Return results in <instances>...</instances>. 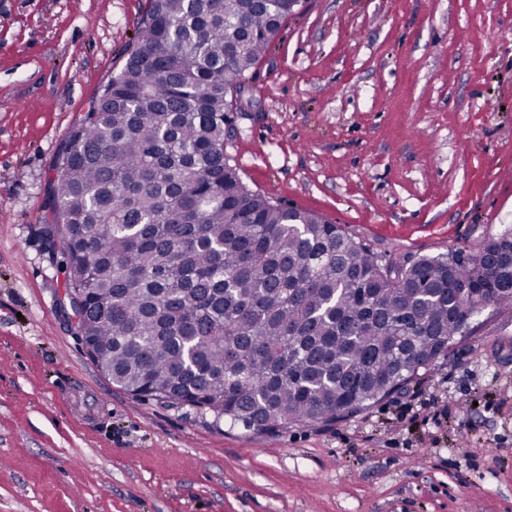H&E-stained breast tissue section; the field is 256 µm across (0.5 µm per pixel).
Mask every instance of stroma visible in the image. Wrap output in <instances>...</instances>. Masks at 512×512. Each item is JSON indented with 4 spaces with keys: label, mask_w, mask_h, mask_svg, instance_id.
Instances as JSON below:
<instances>
[{
    "label": "stroma",
    "mask_w": 512,
    "mask_h": 512,
    "mask_svg": "<svg viewBox=\"0 0 512 512\" xmlns=\"http://www.w3.org/2000/svg\"><path fill=\"white\" fill-rule=\"evenodd\" d=\"M149 0H0V512H512V311L350 418L256 434L86 356L39 234ZM250 189L386 263L512 232V0H306L248 74Z\"/></svg>",
    "instance_id": "1"
}]
</instances>
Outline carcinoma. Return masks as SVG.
I'll return each instance as SVG.
<instances>
[{"label": "carcinoma", "mask_w": 512, "mask_h": 512, "mask_svg": "<svg viewBox=\"0 0 512 512\" xmlns=\"http://www.w3.org/2000/svg\"><path fill=\"white\" fill-rule=\"evenodd\" d=\"M291 0H151L119 73L57 151L45 235L112 383L271 433L332 424L512 309V234L383 264L251 190L227 153L241 88Z\"/></svg>", "instance_id": "obj_1"}]
</instances>
